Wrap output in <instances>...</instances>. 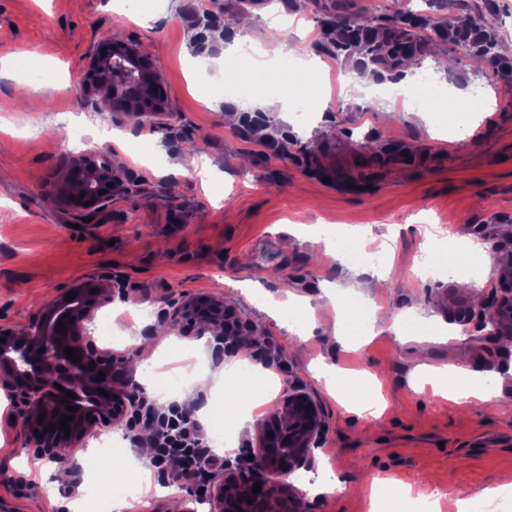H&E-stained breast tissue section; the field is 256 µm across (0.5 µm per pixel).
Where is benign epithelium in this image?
<instances>
[{
	"mask_svg": "<svg viewBox=\"0 0 512 512\" xmlns=\"http://www.w3.org/2000/svg\"><path fill=\"white\" fill-rule=\"evenodd\" d=\"M83 91L89 100L99 92L111 100H124L119 114L125 117L173 116L168 99L160 92L151 59L137 44L122 38H111L91 50L83 70ZM68 170L71 177L60 189L65 209L86 217L112 198L118 177L108 156L99 151L72 154ZM72 294L75 298L70 301L62 298L47 305L25 335H7L0 330V384L32 409L34 417L44 416L36 421L39 435L33 442L52 461L65 458L66 449L82 445L89 436L121 423L129 414L124 396L134 387L128 370L121 368L130 355L99 348L88 333L95 308L112 301V290L99 291L93 303L79 289ZM461 320L474 324L488 340L512 335V268L501 271L498 286L477 320L468 314L461 315ZM60 322L61 331L57 330ZM168 323L178 332L189 324L195 326L198 336L216 326L230 336L239 332L224 318L221 300L202 298L184 303L169 314ZM67 347L75 350L80 362L64 354ZM101 372L103 379L98 378ZM101 389L107 395L99 393ZM67 390L75 398L66 403ZM68 405L75 411H67ZM64 415L72 416L67 436L58 428ZM53 425L57 429L52 432ZM320 430L316 404L301 391H288L282 410L265 417L252 466L232 470L225 464L228 475L210 493L211 512H306L300 493L278 476L309 461ZM256 483L260 485L257 493L253 492Z\"/></svg>",
	"mask_w": 512,
	"mask_h": 512,
	"instance_id": "obj_1",
	"label": "benign epithelium"
}]
</instances>
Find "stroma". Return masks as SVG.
I'll use <instances>...</instances> for the list:
<instances>
[{"label":"stroma","mask_w":512,"mask_h":512,"mask_svg":"<svg viewBox=\"0 0 512 512\" xmlns=\"http://www.w3.org/2000/svg\"><path fill=\"white\" fill-rule=\"evenodd\" d=\"M423 65L448 91H464L477 108L473 130L449 140L448 111L375 99L370 87L384 74L363 70L364 58L338 47L343 22L359 16L380 31L393 26L394 0H0V119L11 148L0 153V329L19 333L43 308L74 288L112 284L115 353L152 338L155 358L138 355L133 380H165L191 372L190 354L204 368L182 388L193 408L215 403L224 362L264 366L278 382L273 407L289 388L306 392L321 415L310 463L289 474L309 512H368L372 484L395 482L414 493H442L441 512L455 501L484 499L499 474L512 471V367L497 342L463 335L455 315L490 293L497 264L460 284L447 269L420 270L434 244L474 242L512 253V54L501 53L498 73L438 34L441 18L484 25L501 43L503 9L512 0H411ZM249 20L245 36L296 45L317 63L315 111L303 114L298 87L281 88L280 72L253 84L239 100L235 123L224 121V72L219 58L226 24ZM119 36L140 46L160 77L174 113L170 125L147 118L117 119L105 105L87 107L75 126L59 116L71 107L69 77L81 72L93 45ZM111 125L110 140L97 129ZM106 153L123 185L90 221L76 223L58 202L76 137ZM336 173L339 184L326 183ZM351 233L360 250L379 249L380 264L347 269L349 256L323 229ZM371 290L354 298L357 312L377 310L370 341L349 352L350 337L335 339L336 303L359 280ZM294 296L309 304L313 337L299 332L287 308ZM201 297L224 301L256 343L221 357L214 338L195 329L179 335L163 326L174 306ZM413 309L429 330L396 333L394 314ZM345 369L348 389L337 395L323 367ZM452 366L498 374L499 396L458 405L417 388L418 366ZM374 375L387 402L377 416L351 408L355 377ZM34 425L27 410L0 386V512H70L88 495L98 464L95 438L80 448L69 485L50 489L35 464ZM150 460L123 443L114 464L135 486L123 512H210L209 492L223 472L199 488L159 486Z\"/></svg>","instance_id":"stroma-1"}]
</instances>
